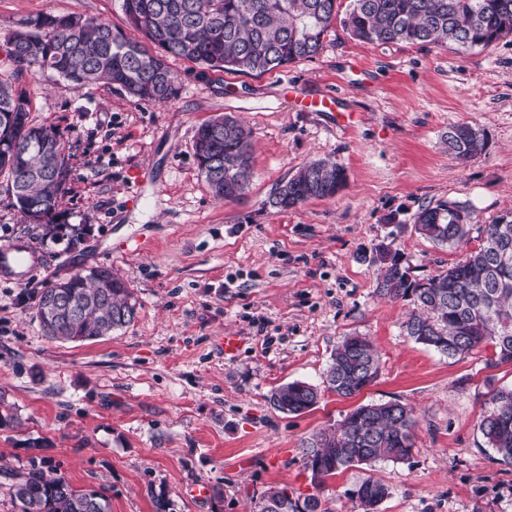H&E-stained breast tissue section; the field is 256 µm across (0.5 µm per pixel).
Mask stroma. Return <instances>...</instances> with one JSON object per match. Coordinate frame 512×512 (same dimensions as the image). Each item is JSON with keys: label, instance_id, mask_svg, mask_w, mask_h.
<instances>
[{"label": "stroma", "instance_id": "obj_1", "mask_svg": "<svg viewBox=\"0 0 512 512\" xmlns=\"http://www.w3.org/2000/svg\"><path fill=\"white\" fill-rule=\"evenodd\" d=\"M43 13L126 25L121 0H0V78L64 142L61 209L84 231L67 251L0 191V245L37 256L23 282L0 278V401L18 419L0 427V512H13L14 475L40 459L73 486L104 491L112 512H251L272 486L351 512L369 476L391 490L379 512H512V464L478 429L493 391L512 386V364L488 345L446 358L415 343L402 328L411 303L375 292L379 243L427 278L465 260L481 227L512 209V37L459 53L364 43L338 22L315 58L259 77L167 58L178 94L157 104L66 88L49 73L13 78L7 42ZM327 92L338 95L333 113L299 111L306 95ZM224 113L254 145L250 185L228 201L201 178L193 148L198 126ZM456 123L486 130L481 155L448 153ZM314 159L342 164L345 186L287 211L268 206ZM441 200L474 212L461 245L414 228L415 212ZM99 266L134 292V322L94 340H49L36 316L43 288ZM348 334L377 348L378 380L348 399L324 390L305 413L275 410L281 384L322 385ZM228 336L239 340L231 354ZM393 399L417 419L411 460L351 467L314 490L303 441L359 404Z\"/></svg>", "mask_w": 512, "mask_h": 512}]
</instances>
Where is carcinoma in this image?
Returning <instances> with one entry per match:
<instances>
[{
    "mask_svg": "<svg viewBox=\"0 0 512 512\" xmlns=\"http://www.w3.org/2000/svg\"><path fill=\"white\" fill-rule=\"evenodd\" d=\"M128 27L144 41L106 21L46 13L21 22L10 37L14 74L55 73L67 86L106 85L139 101L166 103L178 88L165 63L168 56L210 70L260 77L297 60L312 59L336 22L337 0H122ZM350 34L372 44L412 43L467 51L512 36V0H353L343 20ZM445 144L466 161L486 145L484 129L458 123ZM199 174L216 197L234 200L248 188L252 173L251 132L237 117L217 116L200 125L194 139ZM70 154L60 135L30 120L29 101L0 79V175L5 193L27 224L59 235L66 224L60 200L70 173ZM342 164L318 159L283 180L268 203L287 211L309 200L331 198L344 185ZM498 216L482 228L478 248L466 260L418 279L402 255L379 261L376 294L409 300L414 310L403 323L416 343L453 358L488 344L496 361L512 363V222ZM413 224L439 246L461 243L473 224L465 205L444 200L414 214ZM73 307L50 339L81 342L112 334L134 322L138 300L112 269L81 270L62 280ZM380 358L364 336L343 337L330 356L325 388L343 398L374 384ZM321 390L303 381L278 386L273 407L299 414L315 407ZM416 419L395 399L361 404L338 423L322 429L301 448L315 487L355 465L405 462L413 453ZM489 447L512 463V388L496 390L479 423ZM16 512H111L104 494L78 489L33 461L11 484ZM389 487L367 477L354 490L355 512H377ZM315 494L300 499L271 487L255 512H319Z\"/></svg>",
    "mask_w": 512,
    "mask_h": 512,
    "instance_id": "carcinoma-1",
    "label": "carcinoma"
}]
</instances>
